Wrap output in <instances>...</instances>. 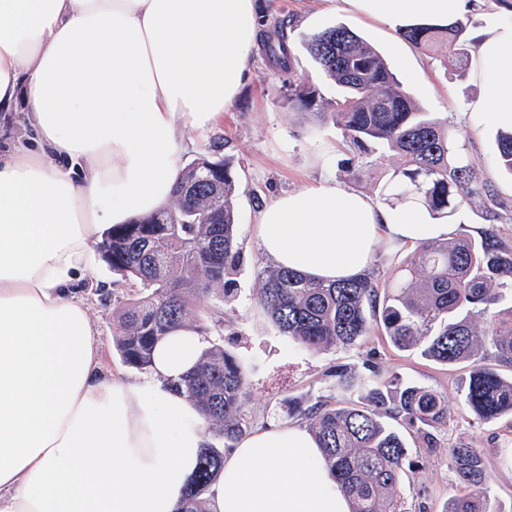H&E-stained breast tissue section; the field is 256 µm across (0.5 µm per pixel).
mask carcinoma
Returning a JSON list of instances; mask_svg holds the SVG:
<instances>
[{
  "label": "carcinoma",
  "instance_id": "1",
  "mask_svg": "<svg viewBox=\"0 0 512 512\" xmlns=\"http://www.w3.org/2000/svg\"><path fill=\"white\" fill-rule=\"evenodd\" d=\"M466 20L444 28H407L401 36L422 50L448 49L462 68L469 49L460 39ZM301 46L319 71L338 88L328 111H318L312 84L288 82V103L329 119L350 144L348 164L373 156L381 147L401 165L383 187L401 204L449 220L465 202L489 193L464 154L465 135L421 111L404 83L378 50L343 25L304 34ZM267 59L291 72L292 53L282 36L267 37ZM496 165L512 174V133L497 138ZM235 176L224 161L207 156L187 164L168 205L153 215L112 229L96 251L112 272L134 288L116 317L113 342L122 362L142 371L155 345L177 328L194 326L206 338L198 364L172 387L202 408L225 443L246 432L244 417L252 366L224 349L202 323L205 299L229 303L237 297L235 274L243 261L236 237ZM253 295L277 332L295 345L322 351L353 347L371 329L382 328L400 350L424 346V355L445 364L466 363L465 405L480 421L512 415V377L480 363L489 346L512 362V306L489 312L500 291L512 293V246L486 233L476 242L460 233L423 242L403 261L401 277L381 285L374 272L343 282L308 278L267 266ZM485 317L481 331L473 317ZM371 404L338 406L320 400L310 406L290 398L288 413L306 420L323 451V463L350 503V512H402L396 489L410 463L402 436L383 417L401 419L421 446L439 448L430 431L448 415L442 396L391 375L370 390ZM482 448L455 445L448 461L464 494L445 512H502L491 505L489 472ZM224 464V449H204L198 475L186 492L184 512H208L203 493Z\"/></svg>",
  "mask_w": 512,
  "mask_h": 512
}]
</instances>
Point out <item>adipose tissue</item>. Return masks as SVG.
<instances>
[{
	"label": "adipose tissue",
	"mask_w": 512,
	"mask_h": 512,
	"mask_svg": "<svg viewBox=\"0 0 512 512\" xmlns=\"http://www.w3.org/2000/svg\"><path fill=\"white\" fill-rule=\"evenodd\" d=\"M389 27H441L473 0H341ZM255 0H0V112L28 145L0 152V512H180L208 421L172 384L206 342L175 330L136 376L106 370L82 297L111 226L166 205L184 134L217 126L249 78ZM466 110L512 131V16L475 33ZM255 224L277 266L364 273L381 245L454 224L388 209L324 176ZM209 512H349L308 428L263 425L224 455Z\"/></svg>",
	"instance_id": "adipose-tissue-1"
}]
</instances>
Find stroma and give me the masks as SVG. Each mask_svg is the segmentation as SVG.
<instances>
[{
  "label": "stroma",
  "instance_id": "stroma-1",
  "mask_svg": "<svg viewBox=\"0 0 512 512\" xmlns=\"http://www.w3.org/2000/svg\"><path fill=\"white\" fill-rule=\"evenodd\" d=\"M256 10L260 37L287 34L289 45L295 49L292 75H285L264 56H256L252 74L231 112L225 113L222 125L205 135L187 132L182 155L186 163L201 156L225 160L239 184L235 199L238 241L243 253V263L235 275L239 296L229 303L213 300L209 306L221 321L225 348L258 363L257 369L249 373L246 417L254 426L289 422L282 404L288 397L301 399L306 405L326 397L363 403L370 388L388 374H399L409 383L439 393L448 404L447 418L433 429L440 448L428 454L419 448L412 434L404 436L411 458L417 463L416 469L403 474L398 486L404 512H444L448 502L458 495L459 486L448 464V448L452 445L485 449L491 475L490 498L507 510L512 507V469L500 464L498 452L512 448V418L503 416L484 422L468 411L463 402L466 365L446 366L426 358L417 349L397 350L376 330L357 347L308 351L280 336L251 298L261 285L260 268L269 264L259 249L255 224L256 213L266 199L328 175L342 189L377 200L383 185L400 165L398 156L390 152L382 161L362 165L356 175H348L344 162L351 151L335 125L289 107L288 82L292 79L315 84L324 100L336 96L335 84L317 70L301 48L300 34L333 25L349 27L382 52L390 69L402 76L425 112L465 131L466 156L478 180L489 186L491 194L464 203L453 221L482 225L484 230L512 244V175L493 163L497 131L491 124L474 123L466 111L467 103L479 93L478 85L470 71L461 70L455 59L430 57L408 42L403 48L413 69L405 71L399 53L393 49V31L379 22L321 5L319 0H256ZM93 271L106 287L90 296V316L107 369L120 370L124 364L113 346V320L131 290L101 260H94ZM369 356L379 367L377 374H368L363 367ZM339 366L363 377V387L351 393L337 389L333 372Z\"/></svg>",
  "mask_w": 512,
  "mask_h": 512
}]
</instances>
